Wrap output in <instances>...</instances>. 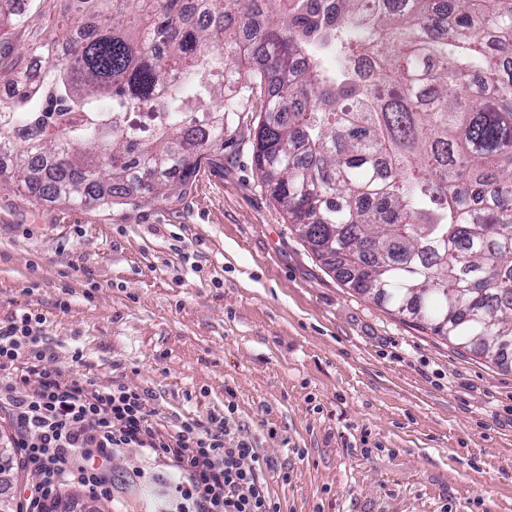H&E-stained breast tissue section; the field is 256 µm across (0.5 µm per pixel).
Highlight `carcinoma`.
<instances>
[{
  "label": "carcinoma",
  "mask_w": 512,
  "mask_h": 512,
  "mask_svg": "<svg viewBox=\"0 0 512 512\" xmlns=\"http://www.w3.org/2000/svg\"><path fill=\"white\" fill-rule=\"evenodd\" d=\"M52 2L41 74L0 71V156L25 191L179 196L257 105L262 187L342 281L512 360V0ZM27 25L0 7L1 38Z\"/></svg>",
  "instance_id": "1"
}]
</instances>
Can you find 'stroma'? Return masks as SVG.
Listing matches in <instances>:
<instances>
[{
  "label": "stroma",
  "mask_w": 512,
  "mask_h": 512,
  "mask_svg": "<svg viewBox=\"0 0 512 512\" xmlns=\"http://www.w3.org/2000/svg\"><path fill=\"white\" fill-rule=\"evenodd\" d=\"M258 115L185 195L93 206L0 182V324L41 318L62 379L149 391L167 424L233 406L281 512H512V367L455 349L348 288L266 195ZM81 351L82 364L71 361ZM0 494L37 471L10 451ZM79 512H162L176 470L128 448Z\"/></svg>",
  "instance_id": "obj_1"
}]
</instances>
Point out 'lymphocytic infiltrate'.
<instances>
[{"instance_id":"obj_1","label":"lymphocytic infiltrate","mask_w":512,"mask_h":512,"mask_svg":"<svg viewBox=\"0 0 512 512\" xmlns=\"http://www.w3.org/2000/svg\"><path fill=\"white\" fill-rule=\"evenodd\" d=\"M46 357L32 316L0 325V409L11 413L14 440L37 470L41 493L64 481L106 488L101 461L138 448L178 469L172 512H280L268 489L269 463L248 438L227 447L226 415L168 426L157 421L147 391L62 380L44 367Z\"/></svg>"}]
</instances>
